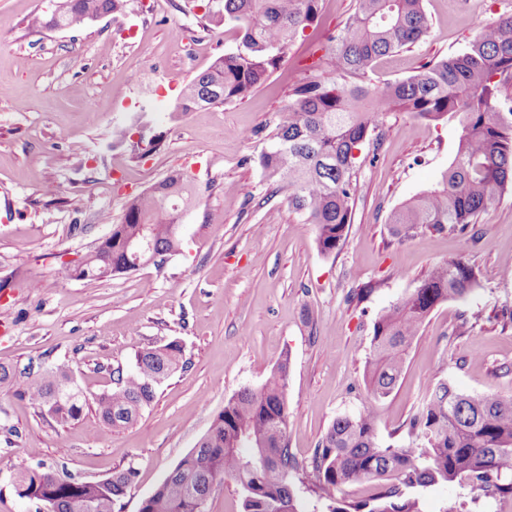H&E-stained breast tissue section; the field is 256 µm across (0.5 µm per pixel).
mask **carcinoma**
Instances as JSON below:
<instances>
[{
    "label": "carcinoma",
    "instance_id": "1",
    "mask_svg": "<svg viewBox=\"0 0 512 512\" xmlns=\"http://www.w3.org/2000/svg\"><path fill=\"white\" fill-rule=\"evenodd\" d=\"M125 0H55L54 11L37 13L28 27L75 30L102 16L124 11ZM320 0H210L208 24L230 25L239 41L184 88L177 112H188L248 97L279 69L297 34L318 22ZM429 29L423 0H357L336 35L328 38L319 74L294 86L292 101L268 138L258 162L270 185L288 187L292 208L312 224L324 255L344 244L356 202L357 153L382 131L394 112L439 123L458 121L455 157L441 182L395 210L389 223L401 239L442 233L474 224L503 193L512 189V14L485 24L459 54L425 65L414 75L382 84L365 82L376 61L417 44ZM146 126L137 142L120 127L116 145L133 158L160 150L164 134ZM187 175L172 172L130 200L122 223L113 225L105 249L84 257L71 271L78 280L125 273L127 243L147 238L153 252L171 257L182 247L181 209L192 206ZM478 275L464 258L432 266L411 293L374 320L367 389L357 416L337 418L311 457L298 461L288 448L285 355L259 390L245 388L224 402L208 432L146 497L139 512H204L208 485L234 481L242 512H301L294 485L312 491L323 512H419L413 491L466 479L488 495H512V395L468 394L440 381L412 415L406 445H384L373 407L391 395L407 352L431 312L461 300ZM177 339L141 351L135 366L117 372L115 388L94 399L107 431L132 424L157 390L185 366ZM64 366L18 371L0 363L6 388L65 427L88 405L76 386L65 389ZM135 476L130 467L105 479L62 482L45 463L26 467L13 485L18 497L45 512H120ZM373 482L369 500L348 501L344 490Z\"/></svg>",
    "mask_w": 512,
    "mask_h": 512
}]
</instances>
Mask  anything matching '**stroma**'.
Wrapping results in <instances>:
<instances>
[{"label":"stroma","instance_id":"35a3bbf8","mask_svg":"<svg viewBox=\"0 0 512 512\" xmlns=\"http://www.w3.org/2000/svg\"><path fill=\"white\" fill-rule=\"evenodd\" d=\"M207 0H127L122 14L78 30L35 33L30 15L46 0H0V363L24 370L62 364L87 397L113 387L140 351L180 339L187 365L157 391L132 425L105 431L95 409L57 426L27 401L0 391V512H36L12 485L43 462L95 481L135 468L121 512H138L198 443L226 399L260 389L282 354L288 375V446L311 456L337 417L362 409L376 316L411 293L429 267L464 257L478 274L464 299L434 309L409 348L402 376L376 406L384 443L409 441L407 424L442 379L465 393L512 395V191L465 230L399 239L394 209L435 186L452 162L458 122L390 116L378 147L358 159L357 205L345 243L321 254L288 189H274L258 157L268 134L351 12L354 0H321L318 24L251 97L187 114L184 87L233 50L236 30L207 26ZM427 36L377 61L383 83L462 52L512 0H423ZM199 42L178 41L181 28ZM146 115L162 148L132 159L112 132ZM188 172L197 199L182 218V251L162 267L77 280L71 262L121 223L129 199L174 170ZM55 194H45L46 185ZM361 302H348L356 289ZM420 512L453 500L462 512H512V496L488 497L468 482L417 493Z\"/></svg>","mask_w":512,"mask_h":512}]
</instances>
